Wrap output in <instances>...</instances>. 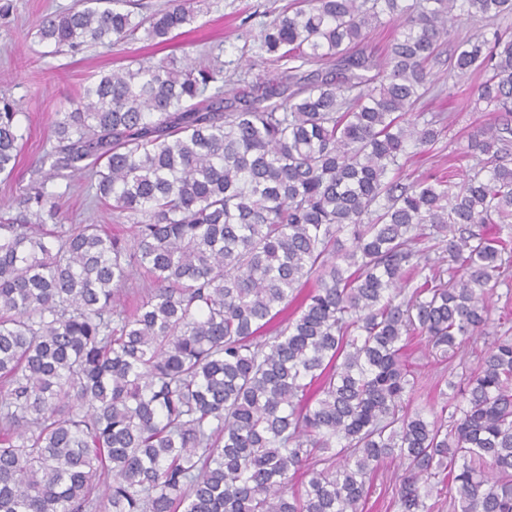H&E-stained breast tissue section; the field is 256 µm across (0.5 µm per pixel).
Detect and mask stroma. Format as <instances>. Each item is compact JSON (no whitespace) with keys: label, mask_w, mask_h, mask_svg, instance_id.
Wrapping results in <instances>:
<instances>
[{"label":"stroma","mask_w":512,"mask_h":512,"mask_svg":"<svg viewBox=\"0 0 512 512\" xmlns=\"http://www.w3.org/2000/svg\"><path fill=\"white\" fill-rule=\"evenodd\" d=\"M197 19L188 33L172 44L149 40L120 41L112 48L89 44L73 50L40 42L36 35L39 20L46 15L79 7V0H0V97L14 100L22 113L24 138L18 164L10 176L0 175V201L16 205L30 182L36 178L41 158L55 141L52 123L56 113L69 111L71 102L84 85L100 73L139 62L183 60L223 66L224 92H232L239 82H253L267 76L269 70L260 57L238 64L242 46H256L263 25L272 20L287 0H191ZM459 48L451 39L441 48L432 65L437 80V98H425L420 109L440 112L448 128L444 147L428 153L408 147L407 161L401 172L403 182H411L430 173L448 169L449 155H457L469 164L466 155L470 134L487 125L491 116L475 108L466 89L470 77L448 75V58ZM52 187L61 195L62 210L71 224H102L114 233L121 232L124 220L116 219L107 208L97 204L95 190L87 175L59 178ZM410 362L419 376V389L413 397L415 408L427 411L440 408L443 398L434 386L445 368L435 354L421 348Z\"/></svg>","instance_id":"stroma-1"}]
</instances>
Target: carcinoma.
Here are the masks:
<instances>
[{"label": "carcinoma", "mask_w": 512, "mask_h": 512, "mask_svg": "<svg viewBox=\"0 0 512 512\" xmlns=\"http://www.w3.org/2000/svg\"><path fill=\"white\" fill-rule=\"evenodd\" d=\"M127 4L83 0L37 33L165 43L196 20L189 0ZM384 17V60L350 55ZM511 19L512 0H289L257 44L279 74L230 104L207 94L222 71L165 61L84 86L23 211L0 205V512H90L101 488L104 512H359L396 459L398 512L445 492L512 512V331L488 332L512 230ZM477 22L492 37L448 58L494 114L469 137L476 166L388 177L442 135L418 105L443 40ZM23 137L0 98V174ZM85 170L129 237L62 223L47 182ZM440 238L446 282L419 248ZM413 336L450 363L485 340L431 419L409 407Z\"/></svg>", "instance_id": "cac0c4a2"}]
</instances>
